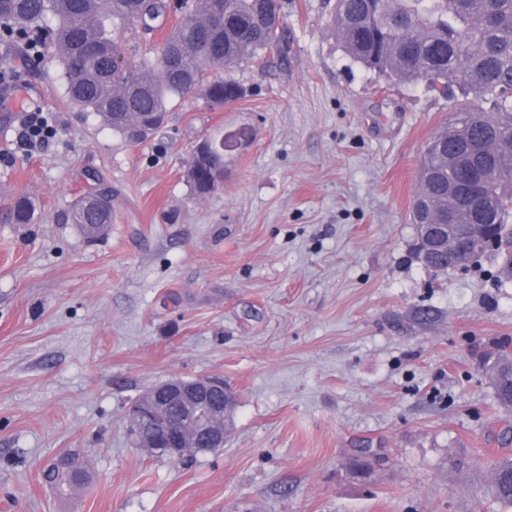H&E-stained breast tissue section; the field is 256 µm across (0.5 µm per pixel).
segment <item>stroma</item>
Instances as JSON below:
<instances>
[{
    "mask_svg": "<svg viewBox=\"0 0 512 512\" xmlns=\"http://www.w3.org/2000/svg\"><path fill=\"white\" fill-rule=\"evenodd\" d=\"M333 3L288 0L286 53L229 71L241 98L173 99L142 143L69 103L51 48L30 65L0 40V512H512L485 492L512 413L484 363L512 338V280L491 253L465 272L412 254L450 102L352 62ZM30 106L54 129L32 154ZM243 127L223 188L196 197L192 147ZM97 181L113 220L91 242L71 210ZM21 195L33 223L6 219ZM202 376L238 395L223 449L134 448L129 404ZM68 452L91 474L70 497L43 477Z\"/></svg>",
    "mask_w": 512,
    "mask_h": 512,
    "instance_id": "stroma-1",
    "label": "stroma"
}]
</instances>
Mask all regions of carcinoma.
<instances>
[{"label":"carcinoma","instance_id":"cac0c4a2","mask_svg":"<svg viewBox=\"0 0 512 512\" xmlns=\"http://www.w3.org/2000/svg\"><path fill=\"white\" fill-rule=\"evenodd\" d=\"M180 19L166 33L156 61L136 66L126 32L158 29L164 0H0V32L32 48L55 51L70 102L93 112L133 142L152 134L150 115L166 116L169 102L195 90L211 104L242 90L224 68L278 50L284 0H176ZM332 20L345 53L396 84H424L462 113L459 134L433 136L420 165L412 223L422 210L445 218L465 213L449 188L460 178L455 148L480 139L488 159V223L498 225L501 251L512 252V0H335ZM224 131L193 148L188 179L197 197L224 179ZM34 202L22 197L9 211L29 224ZM72 223L88 239L112 224V194L98 189L73 206ZM497 404L512 411V340L504 339L489 365ZM488 493L512 505V454L492 456ZM89 477L61 457L46 478L65 492Z\"/></svg>","mask_w":512,"mask_h":512}]
</instances>
